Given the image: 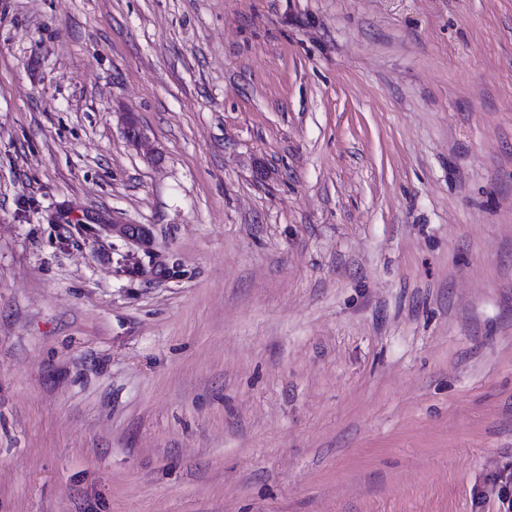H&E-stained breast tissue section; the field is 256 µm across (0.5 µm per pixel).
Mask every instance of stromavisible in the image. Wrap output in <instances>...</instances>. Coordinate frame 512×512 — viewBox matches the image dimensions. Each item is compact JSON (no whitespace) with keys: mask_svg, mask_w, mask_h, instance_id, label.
Returning a JSON list of instances; mask_svg holds the SVG:
<instances>
[{"mask_svg":"<svg viewBox=\"0 0 512 512\" xmlns=\"http://www.w3.org/2000/svg\"><path fill=\"white\" fill-rule=\"evenodd\" d=\"M512 498V0H0V512Z\"/></svg>","mask_w":512,"mask_h":512,"instance_id":"obj_1","label":"stroma"}]
</instances>
